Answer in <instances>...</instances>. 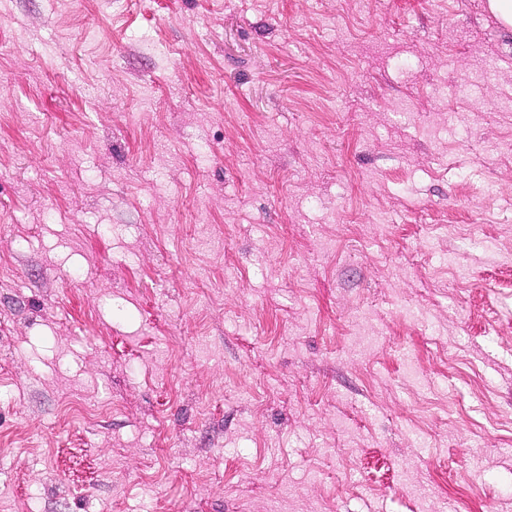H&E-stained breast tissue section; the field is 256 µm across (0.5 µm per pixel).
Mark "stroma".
Segmentation results:
<instances>
[{
	"mask_svg": "<svg viewBox=\"0 0 512 512\" xmlns=\"http://www.w3.org/2000/svg\"><path fill=\"white\" fill-rule=\"evenodd\" d=\"M512 512V29L488 0H0V512Z\"/></svg>",
	"mask_w": 512,
	"mask_h": 512,
	"instance_id": "stroma-1",
	"label": "stroma"
}]
</instances>
